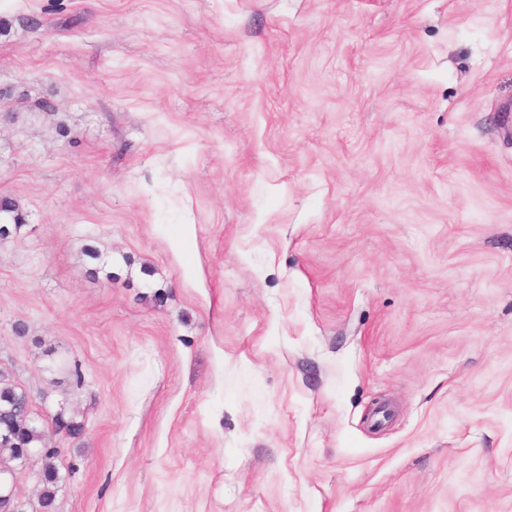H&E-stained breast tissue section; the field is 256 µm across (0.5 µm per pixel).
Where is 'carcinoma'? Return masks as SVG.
Listing matches in <instances>:
<instances>
[{"mask_svg": "<svg viewBox=\"0 0 512 512\" xmlns=\"http://www.w3.org/2000/svg\"><path fill=\"white\" fill-rule=\"evenodd\" d=\"M25 225L19 203L12 197L0 196V239L19 234ZM82 253L87 258L84 266L87 278L97 280L103 274L112 279V272L106 270L107 263L102 261L96 246L85 244ZM84 432V423L64 405L59 407L51 422H35L27 392L0 372V469L15 466L26 453L34 454L42 462L38 477L41 512H55L60 483L65 481L56 464L60 449L51 444L52 439L62 434L70 440H79Z\"/></svg>", "mask_w": 512, "mask_h": 512, "instance_id": "carcinoma-1", "label": "carcinoma"}]
</instances>
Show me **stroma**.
Returning <instances> with one entry per match:
<instances>
[{
  "label": "stroma",
  "mask_w": 512,
  "mask_h": 512,
  "mask_svg": "<svg viewBox=\"0 0 512 512\" xmlns=\"http://www.w3.org/2000/svg\"><path fill=\"white\" fill-rule=\"evenodd\" d=\"M0 195L57 512H512V0H0ZM25 225L19 203L12 197L0 196V239L16 236ZM82 253L87 258L84 266V275L92 280H98L100 274H104L108 280H112V271H107V263L102 261V256L98 248L92 244H85L82 247Z\"/></svg>",
  "instance_id": "35a3bbf8"
}]
</instances>
